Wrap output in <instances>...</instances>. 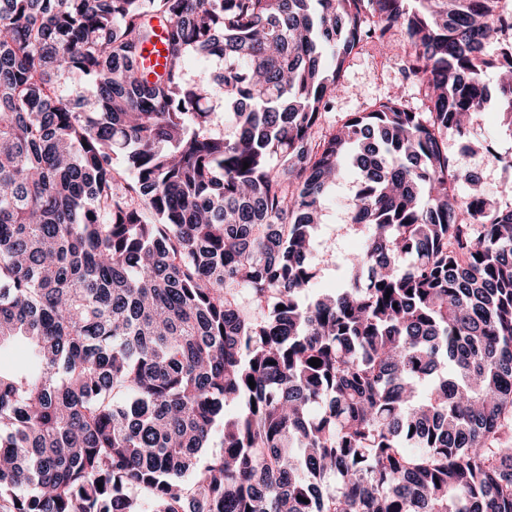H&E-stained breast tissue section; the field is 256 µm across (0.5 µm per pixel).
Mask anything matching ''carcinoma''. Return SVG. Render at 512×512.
Returning <instances> with one entry per match:
<instances>
[{"label":"carcinoma","instance_id":"cac0c4a2","mask_svg":"<svg viewBox=\"0 0 512 512\" xmlns=\"http://www.w3.org/2000/svg\"><path fill=\"white\" fill-rule=\"evenodd\" d=\"M409 2L0 0V347L34 350L0 370V512H512V207L445 139L512 14ZM395 25L423 109L321 134ZM349 168L364 243L324 288Z\"/></svg>","mask_w":512,"mask_h":512}]
</instances>
